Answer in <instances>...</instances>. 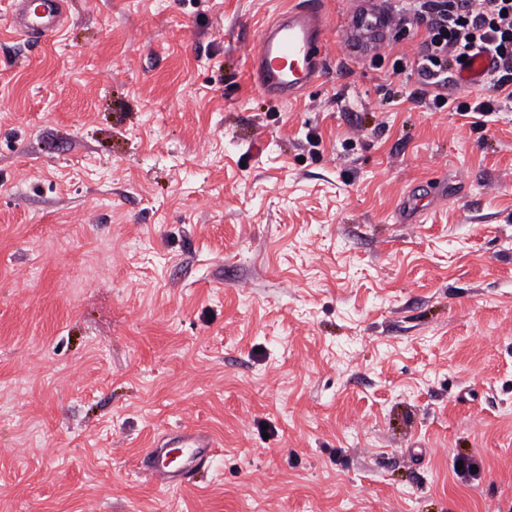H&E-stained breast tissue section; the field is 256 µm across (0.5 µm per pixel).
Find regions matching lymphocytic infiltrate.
Here are the masks:
<instances>
[{"label":"lymphocytic infiltrate","instance_id":"obj_1","mask_svg":"<svg viewBox=\"0 0 512 512\" xmlns=\"http://www.w3.org/2000/svg\"><path fill=\"white\" fill-rule=\"evenodd\" d=\"M396 10L425 25L423 84L447 82L449 61L482 52L492 61L486 83L512 100V0H399Z\"/></svg>","mask_w":512,"mask_h":512}]
</instances>
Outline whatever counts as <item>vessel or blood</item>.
Instances as JSON below:
<instances>
[{"instance_id": "b4317fda", "label": "vessel or blood", "mask_w": 512, "mask_h": 512, "mask_svg": "<svg viewBox=\"0 0 512 512\" xmlns=\"http://www.w3.org/2000/svg\"><path fill=\"white\" fill-rule=\"evenodd\" d=\"M10 2L9 29L35 45L49 40L67 20L66 0ZM325 28L323 0H296L294 6L266 24L249 57L256 87L267 95L290 100L317 82L325 69ZM490 67L489 56H474L464 70L463 84L479 83ZM215 448L207 431L181 427L155 439L139 456L138 470L158 487H179L212 463Z\"/></svg>"}]
</instances>
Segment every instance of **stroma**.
<instances>
[{
	"mask_svg": "<svg viewBox=\"0 0 512 512\" xmlns=\"http://www.w3.org/2000/svg\"><path fill=\"white\" fill-rule=\"evenodd\" d=\"M8 2L0 512H512V101L431 110L368 0L288 102L247 61L288 0H67L37 47ZM182 426L216 456L164 490ZM215 448L214 439L207 431L179 427L154 440L139 456L138 470L158 487H179L213 462Z\"/></svg>",
	"mask_w": 512,
	"mask_h": 512,
	"instance_id": "stroma-1",
	"label": "stroma"
}]
</instances>
